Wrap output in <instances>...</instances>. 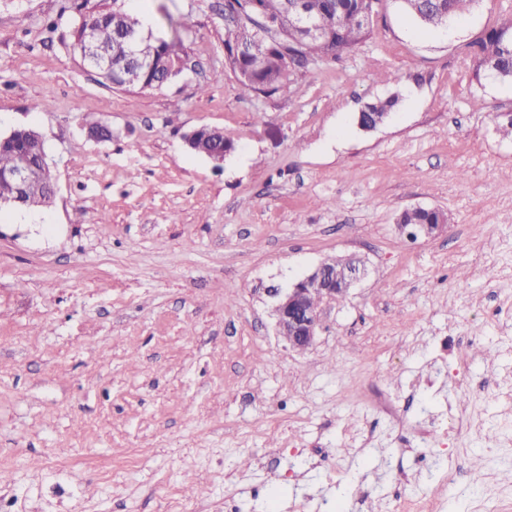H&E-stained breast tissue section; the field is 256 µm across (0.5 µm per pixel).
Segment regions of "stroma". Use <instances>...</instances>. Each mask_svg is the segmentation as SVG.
Here are the masks:
<instances>
[{
	"mask_svg": "<svg viewBox=\"0 0 512 512\" xmlns=\"http://www.w3.org/2000/svg\"><path fill=\"white\" fill-rule=\"evenodd\" d=\"M222 2L87 0L192 15L183 76L140 91L83 63L67 0H0V131L37 129L57 185L0 211V512H512V84L467 48L512 0L445 32L379 0L285 98L225 71ZM203 126L223 164L186 148ZM413 206L447 229L408 239ZM349 254L365 277L292 348L268 288ZM399 103L398 95H391L385 99L369 103L359 113L357 125L361 129H368L386 121ZM215 132H220L223 135L224 150L218 149L214 152H208L206 150H203L200 145V141H203L207 136ZM184 140L189 151L191 150L196 154L206 156L208 159H210L212 162L218 165L224 162V151L234 150L233 138L224 134L223 131L217 128L200 127L186 134Z\"/></svg>",
	"mask_w": 512,
	"mask_h": 512,
	"instance_id": "stroma-1",
	"label": "stroma"
}]
</instances>
